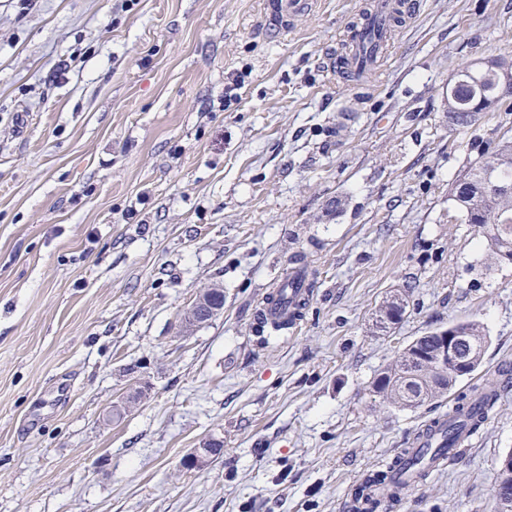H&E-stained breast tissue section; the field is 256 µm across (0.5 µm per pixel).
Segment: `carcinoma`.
I'll return each mask as SVG.
<instances>
[{
  "label": "carcinoma",
  "instance_id": "1",
  "mask_svg": "<svg viewBox=\"0 0 512 512\" xmlns=\"http://www.w3.org/2000/svg\"><path fill=\"white\" fill-rule=\"evenodd\" d=\"M512 94V77L497 78L493 73L461 72L455 81L452 95L448 96V118L454 126L467 128L476 121L481 112L499 110L503 98ZM502 171L512 180V138H503L488 153H480L468 159L448 189L454 215L452 218L463 224H473L479 228V234L486 242V260L491 264L501 263L512 257V193L496 192L488 188L487 170ZM394 298L389 295L378 308V315L387 317L392 325L399 320L390 318V312L403 315L406 298L397 305L388 304ZM469 340L459 353L469 359L468 365L476 371L482 363L487 336L484 328L477 322L464 321ZM441 338L432 332L420 336L409 344L396 360L372 382V392L388 404L412 409L447 394L463 378L457 371L429 366L430 360H412L410 356L420 351L429 354L440 345ZM512 382V369L505 367L498 377L484 388L480 407H472L467 402L458 409L463 412V423L448 422L444 431L445 447L455 445L458 430L462 427L476 429L486 419L488 411L498 399L496 387H505ZM412 467L415 476L425 475L427 460L417 454L405 452L388 463V469L367 474L353 489L354 512H376L378 500L375 490L383 487L391 497L401 495L402 484L394 481L391 470L396 467Z\"/></svg>",
  "mask_w": 512,
  "mask_h": 512
}]
</instances>
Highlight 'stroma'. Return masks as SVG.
Here are the masks:
<instances>
[{
  "label": "stroma",
  "mask_w": 512,
  "mask_h": 512,
  "mask_svg": "<svg viewBox=\"0 0 512 512\" xmlns=\"http://www.w3.org/2000/svg\"><path fill=\"white\" fill-rule=\"evenodd\" d=\"M262 2L0 0V512H350L448 409L372 395L409 343L484 327L458 395L512 364V263L485 269L476 227L448 221L512 97L464 129L447 112L463 66L512 59V0H417L366 94L324 60L369 0H315L279 37ZM296 254L312 295L261 341ZM213 286L223 311L185 331ZM510 452L512 388L383 512H494Z\"/></svg>",
  "instance_id": "obj_1"
}]
</instances>
